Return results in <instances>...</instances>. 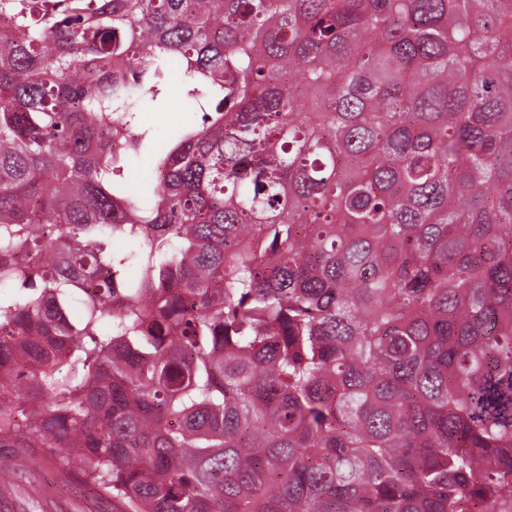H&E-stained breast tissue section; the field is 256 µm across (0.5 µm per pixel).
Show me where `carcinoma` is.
<instances>
[{"instance_id": "carcinoma-1", "label": "carcinoma", "mask_w": 512, "mask_h": 512, "mask_svg": "<svg viewBox=\"0 0 512 512\" xmlns=\"http://www.w3.org/2000/svg\"><path fill=\"white\" fill-rule=\"evenodd\" d=\"M0 448L112 512H512V0H0ZM169 104V112H165L164 115L158 116L152 112H146L142 116L144 124L158 129V139L166 138L169 129L180 128L197 120L192 108L186 104L176 85L171 90Z\"/></svg>"}]
</instances>
